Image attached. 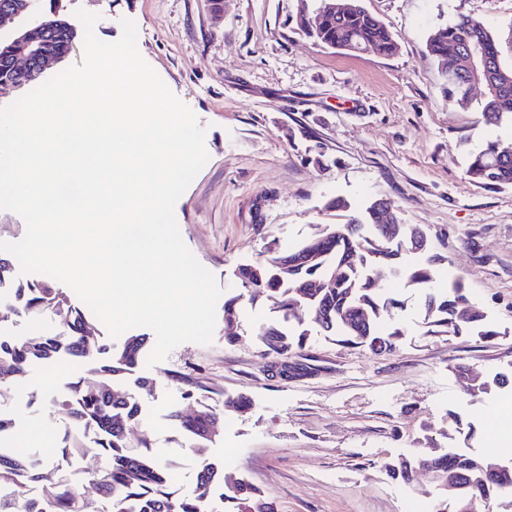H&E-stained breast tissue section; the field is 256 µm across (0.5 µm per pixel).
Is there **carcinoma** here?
I'll return each mask as SVG.
<instances>
[{"label": "carcinoma", "instance_id": "carcinoma-1", "mask_svg": "<svg viewBox=\"0 0 512 512\" xmlns=\"http://www.w3.org/2000/svg\"><path fill=\"white\" fill-rule=\"evenodd\" d=\"M60 29L47 38L43 51L60 60L67 56L74 39V30L62 17ZM303 33L316 43L346 52L378 48L386 55L399 50L397 36L378 16L359 7L349 12L336 10L318 28L298 23ZM479 45L485 57L482 73L489 90L483 96L481 121L497 125L512 121V64L504 63L494 38L483 21L459 15L433 31L426 43L427 52L442 64L460 53L467 41ZM452 97L469 104L470 74L457 70L445 76ZM473 183L489 188H512V154L506 155L495 142L471 152L465 170ZM327 208L344 211L343 224H328L318 233L320 259L313 263L298 262L281 271L280 257L271 255L264 261L238 268V279L244 292L224 301V341L238 339L237 309L245 293L263 294L280 307L287 301L297 303L307 318L298 323L282 314V322L264 325L256 336L263 355L272 358H292L304 349L310 326L327 336H337L341 342L364 347L373 352L396 349L405 333L398 321L403 302L386 296L371 272L372 263H384L407 284L421 291V307L429 336H466L475 333L488 340L499 336L487 321L485 313L470 306V314L461 318L458 311L469 306L468 292L462 280L456 278L443 286L438 278V266L444 257L433 251L426 233L412 224H403L393 217L386 224L384 200L378 199L360 215L352 212L344 199H333ZM422 259L408 264L405 253ZM0 257L10 262V270L0 275V302L14 307L21 316L50 319L51 309L61 307L57 324L35 331L20 342L0 340V360L11 367L0 372V399L22 389L34 367L53 365L58 358L70 356L85 362L88 372L98 373L102 380L89 388L86 378L74 376L66 391L54 401L70 418L71 425L63 432L52 453L39 450L28 455L0 452V485L14 487L12 494L0 495V512H100L97 506L81 509L83 497L67 488L64 481L54 479L52 462L61 457L91 454L98 467L87 473V483L96 491L100 502L111 506V512H200V505L210 500L214 492L221 493V512H276L275 503L248 480H228L223 467L207 458L205 436L218 413L206 405L202 416L195 418L177 410L169 419L190 440L189 448L199 460L195 485L189 493L174 490L172 465L162 460L143 442L137 450L130 449L123 433L131 422L140 418L144 398L153 392V382L136 376L148 351L145 336L126 337L120 349L98 332L87 342V313L74 305L66 292L47 281H22L15 277L13 258L0 251ZM319 281H332V288H316ZM434 462L442 479L460 476L462 489L457 494L471 504L472 512L504 490L512 492V471L492 481L485 474L493 456H473L447 449L431 456H412L388 466L389 472L405 483L413 480L415 469ZM44 484L42 499L26 496L23 485Z\"/></svg>", "mask_w": 512, "mask_h": 512}]
</instances>
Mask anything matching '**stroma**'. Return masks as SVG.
<instances>
[{
    "label": "stroma",
    "mask_w": 512,
    "mask_h": 512,
    "mask_svg": "<svg viewBox=\"0 0 512 512\" xmlns=\"http://www.w3.org/2000/svg\"><path fill=\"white\" fill-rule=\"evenodd\" d=\"M397 35L387 56L323 47L296 25L297 0H62L75 30L71 53L41 75L80 64L85 30L76 9L99 14L98 38L117 41L121 19L134 22L137 48L206 128L209 159L175 205L185 245L215 277L223 297L241 290L237 268L295 248L322 224L339 223L326 203L357 207L382 198L403 223L425 227L446 256L442 276L459 278L471 305L494 322V340L429 336L419 295L382 263L374 277L403 301L407 331L378 355L312 332L301 362L314 376L271 378L254 335L280 320L265 296L245 298L239 339L185 343L163 361L141 365L154 394L128 440L149 441L193 488L195 461L169 414L216 408L222 433L209 445L226 474L246 477L278 512H447L446 495L424 470L411 485L385 463L453 444L464 453L496 450L512 428V188L487 190L465 174L469 151L489 141L512 146V124L482 123L477 106L448 97L441 67L428 54L432 30L458 14L482 20L512 63V0H362ZM466 365L488 382L473 398L454 373ZM31 404L16 414L20 432L59 434L68 422L47 395L66 379L34 369ZM247 398L239 411L232 400Z\"/></svg>",
    "instance_id": "1"
}]
</instances>
